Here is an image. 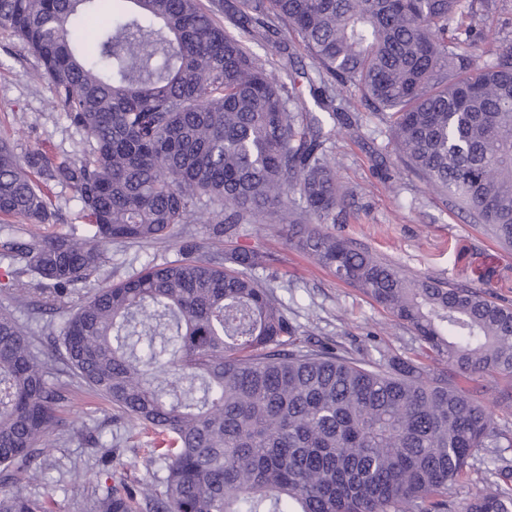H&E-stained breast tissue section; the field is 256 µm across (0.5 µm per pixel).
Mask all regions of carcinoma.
Returning <instances> with one entry per match:
<instances>
[{
  "mask_svg": "<svg viewBox=\"0 0 512 512\" xmlns=\"http://www.w3.org/2000/svg\"><path fill=\"white\" fill-rule=\"evenodd\" d=\"M0 0V31L38 61L52 104L86 134L76 160L19 155L0 139V215L51 224L40 183L70 187L89 228L14 242V299L65 307L114 241L171 236L205 210L217 237L267 217L288 244L410 326L415 360L338 355L297 334L256 276L266 256L183 246L95 289L66 320L55 353L0 311V512H49L13 489L47 466L44 438L62 423L56 366L150 434L164 490L112 486L94 512H512V488L460 502L470 459L494 448L498 410L464 381L512 377V307L451 287L329 233L345 191L326 156L335 129L302 111L245 40L312 60L317 106L357 88L388 118L398 159L512 248V42L483 58L467 0ZM93 37L75 21L94 15ZM239 32L234 36L224 24ZM305 202L296 212L293 194ZM37 279L32 284L23 276ZM447 367L437 371L424 359Z\"/></svg>",
  "mask_w": 512,
  "mask_h": 512,
  "instance_id": "carcinoma-1",
  "label": "carcinoma"
}]
</instances>
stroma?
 Masks as SVG:
<instances>
[{
  "label": "stroma",
  "instance_id": "stroma-1",
  "mask_svg": "<svg viewBox=\"0 0 512 512\" xmlns=\"http://www.w3.org/2000/svg\"><path fill=\"white\" fill-rule=\"evenodd\" d=\"M466 23L478 31H491L497 42H510L512 0H475ZM37 66L17 40L0 33V138L21 155L40 150L56 161L76 157L86 136L53 109L47 82L33 76ZM336 104L358 121L339 129L328 154L348 191L345 211L330 225V232L377 252L410 274L480 288L496 301L512 305V250L486 236L447 197L398 161L385 123L371 112L356 88H344ZM48 190L58 220L41 225L40 235L83 237L86 226L74 192L57 184ZM27 236L24 224L0 220V306L11 308L18 321L38 336L41 351L48 352L67 311H40L15 303L6 289L7 273L16 266L7 243ZM188 239L204 252L225 254L248 247L267 255L269 263L258 269V276L270 280L299 332H312L330 342L337 353L381 350L409 359L418 350L410 327L395 323L359 290L291 249L282 232L267 224L241 225L238 237L228 240L214 237L199 217L179 225L171 238L145 244L112 243L105 262L89 283L77 284L75 294L81 297L91 288L128 278L147 263L180 259L181 245ZM50 380L66 388L70 404L61 412L60 427L46 440L45 473L35 480L18 481L22 494L49 500L53 512H93L101 492L97 461L104 455L122 460V476L129 489H160L161 465L152 462L153 452L136 430L116 419L110 405L67 373L53 372ZM510 467L512 447L479 449L468 477L454 490V500L502 483L500 471Z\"/></svg>",
  "mask_w": 512,
  "mask_h": 512
}]
</instances>
